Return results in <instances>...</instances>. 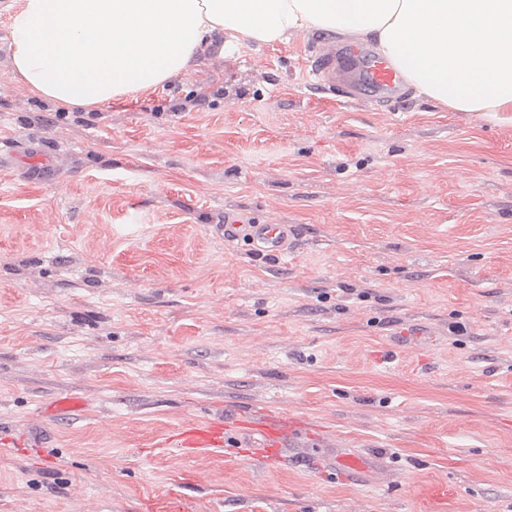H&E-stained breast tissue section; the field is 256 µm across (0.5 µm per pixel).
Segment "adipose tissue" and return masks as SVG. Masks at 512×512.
Returning <instances> with one entry per match:
<instances>
[{
	"mask_svg": "<svg viewBox=\"0 0 512 512\" xmlns=\"http://www.w3.org/2000/svg\"><path fill=\"white\" fill-rule=\"evenodd\" d=\"M314 27L374 42L458 112H512V0H24L13 61L37 97L79 110L164 85L214 43Z\"/></svg>",
	"mask_w": 512,
	"mask_h": 512,
	"instance_id": "adipose-tissue-1",
	"label": "adipose tissue"
}]
</instances>
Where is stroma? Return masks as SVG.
I'll return each instance as SVG.
<instances>
[{"instance_id": "35a3bbf8", "label": "stroma", "mask_w": 512, "mask_h": 512, "mask_svg": "<svg viewBox=\"0 0 512 512\" xmlns=\"http://www.w3.org/2000/svg\"><path fill=\"white\" fill-rule=\"evenodd\" d=\"M21 6L0 440L48 449L0 454V512H512V112L348 100L311 82L312 28L65 114L14 68ZM228 210L291 225L287 254L224 242ZM281 412L311 432L276 464L168 442ZM347 453L348 479L308 462Z\"/></svg>"}]
</instances>
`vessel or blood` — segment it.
Returning <instances> with one entry per match:
<instances>
[{"label": "vessel or blood", "mask_w": 512, "mask_h": 512, "mask_svg": "<svg viewBox=\"0 0 512 512\" xmlns=\"http://www.w3.org/2000/svg\"><path fill=\"white\" fill-rule=\"evenodd\" d=\"M326 71L341 76L353 96L382 106L406 102L400 72L363 45L339 43L316 52L311 74ZM218 230L225 241L245 244L259 253L280 255L288 248V225L261 224L243 211L226 212ZM255 427L261 439L250 453L268 462L281 460L284 449L290 447L297 437L295 421L284 414L264 418L256 422ZM240 429L241 424L237 421L208 419L194 427L175 430L171 441L186 456L203 451L221 452L232 447Z\"/></svg>", "instance_id": "b4317fda"}]
</instances>
